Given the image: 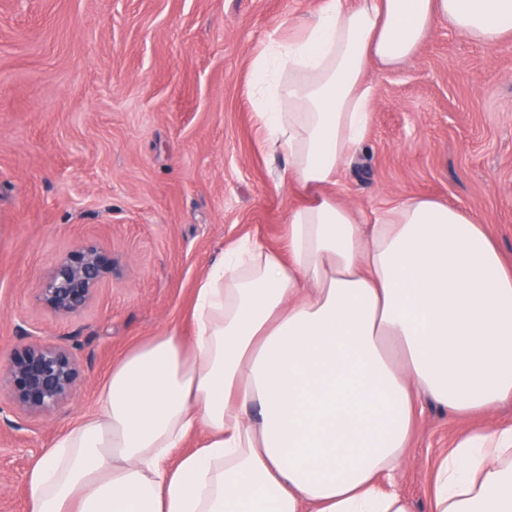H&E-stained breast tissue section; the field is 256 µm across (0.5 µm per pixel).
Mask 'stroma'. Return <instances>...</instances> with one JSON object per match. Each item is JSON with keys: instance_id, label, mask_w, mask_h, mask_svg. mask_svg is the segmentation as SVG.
I'll list each match as a JSON object with an SVG mask.
<instances>
[{"instance_id": "obj_1", "label": "stroma", "mask_w": 512, "mask_h": 512, "mask_svg": "<svg viewBox=\"0 0 512 512\" xmlns=\"http://www.w3.org/2000/svg\"><path fill=\"white\" fill-rule=\"evenodd\" d=\"M320 0H0V351L22 333L73 344L82 382L60 411L23 419L0 396V512H24L25 475L98 408L112 366L165 329L190 333L194 291L245 235L283 245L301 198L276 185L249 87L255 53ZM366 139L342 203L374 215L411 196L460 206L512 265V37L495 49L433 25L402 65L371 67ZM93 241L112 277L74 317L39 281ZM512 420V402L455 418L426 401L396 480L427 512L437 461Z\"/></svg>"}]
</instances>
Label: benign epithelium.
Segmentation results:
<instances>
[{
  "instance_id": "obj_1",
  "label": "benign epithelium",
  "mask_w": 512,
  "mask_h": 512,
  "mask_svg": "<svg viewBox=\"0 0 512 512\" xmlns=\"http://www.w3.org/2000/svg\"><path fill=\"white\" fill-rule=\"evenodd\" d=\"M112 276V253L98 244L81 245L64 256L38 284L37 301L59 317L76 316ZM25 342L0 354V392L29 418L66 405L82 380L79 359L67 344L25 334Z\"/></svg>"
}]
</instances>
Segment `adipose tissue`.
<instances>
[{"label": "adipose tissue", "mask_w": 512, "mask_h": 512, "mask_svg": "<svg viewBox=\"0 0 512 512\" xmlns=\"http://www.w3.org/2000/svg\"><path fill=\"white\" fill-rule=\"evenodd\" d=\"M439 21L491 50L512 0H320L256 53L251 102L289 159L276 183L302 197L283 250L223 252L191 335L113 365L98 411L28 470L25 512H413L382 479L416 403L464 417L512 400V266L484 225L427 197L371 220L334 192L366 137L370 63L400 65ZM427 512H512V423L449 450Z\"/></svg>", "instance_id": "ef3b65f1"}]
</instances>
